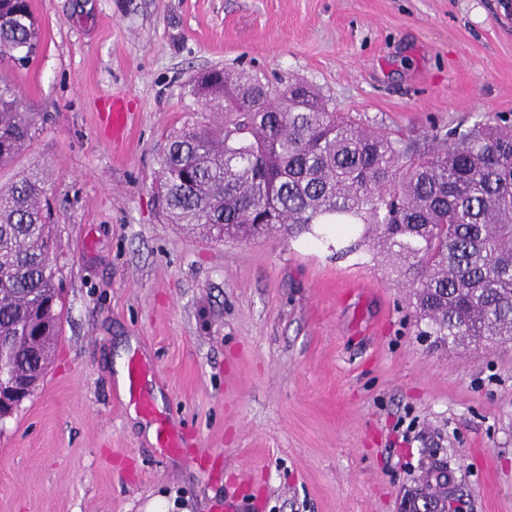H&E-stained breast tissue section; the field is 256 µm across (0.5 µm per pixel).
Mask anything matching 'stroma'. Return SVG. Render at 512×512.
Wrapping results in <instances>:
<instances>
[{
  "instance_id": "stroma-1",
  "label": "stroma",
  "mask_w": 512,
  "mask_h": 512,
  "mask_svg": "<svg viewBox=\"0 0 512 512\" xmlns=\"http://www.w3.org/2000/svg\"><path fill=\"white\" fill-rule=\"evenodd\" d=\"M42 43L0 63L41 131L62 234L52 364L0 424V512H401L435 462L458 512H512V343L437 347L382 257L166 223L155 158L223 66L300 79L415 146L512 119L507 0H31ZM133 114L116 148L101 117ZM139 392L181 439L167 454ZM154 415V416H155Z\"/></svg>"
}]
</instances>
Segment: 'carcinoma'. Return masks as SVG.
I'll list each match as a JSON object with an SVG mask.
<instances>
[{"label": "carcinoma", "instance_id": "carcinoma-1", "mask_svg": "<svg viewBox=\"0 0 512 512\" xmlns=\"http://www.w3.org/2000/svg\"><path fill=\"white\" fill-rule=\"evenodd\" d=\"M41 31L29 0H0V59L29 58ZM189 94L215 124L189 117L156 157L168 223L214 239L274 234L319 240L364 226L412 290L420 333L448 347L512 342V123L477 121L414 151L362 128L309 84L271 89L212 70ZM39 131V115L0 75V168ZM61 238L37 173L0 186V340L9 375L41 379L60 335Z\"/></svg>", "mask_w": 512, "mask_h": 512}]
</instances>
